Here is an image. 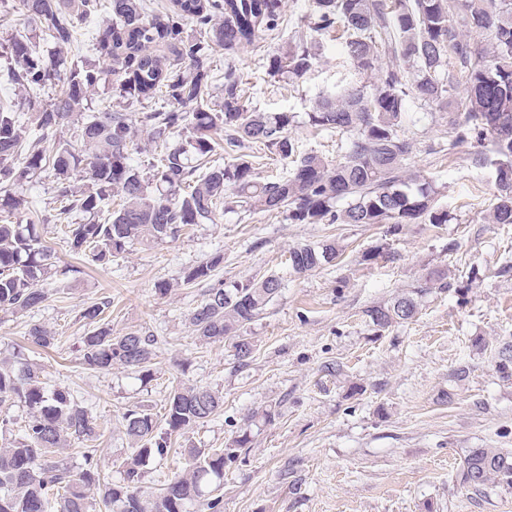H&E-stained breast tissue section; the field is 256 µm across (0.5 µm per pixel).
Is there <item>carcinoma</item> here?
Masks as SVG:
<instances>
[{
  "label": "carcinoma",
  "instance_id": "carcinoma-1",
  "mask_svg": "<svg viewBox=\"0 0 512 512\" xmlns=\"http://www.w3.org/2000/svg\"><path fill=\"white\" fill-rule=\"evenodd\" d=\"M112 24L96 31V57L73 61L64 48L95 16L97 0H18L20 9L44 34L33 29L11 34L0 46L13 62L6 84L16 91L0 106V213L28 209L14 189L41 172L53 177L55 207L33 210L25 224L0 220V311L22 315L42 304L39 282L53 275L52 251L42 224H66L69 249L104 266L135 243L177 238L184 227L213 221L217 209L233 202L260 211H282L296 224H413L426 217L448 223V210L435 207L433 180L404 177L412 144L401 135L410 98L448 110V150L489 139L496 159L477 156L495 167L497 203L491 224H512V0H312L307 33L280 44L269 56L268 74L294 80L318 60V36L341 25L350 82L324 94L307 113L308 124L346 137V154L333 164L307 152L296 155L289 133L295 115L250 112L241 82L229 67L213 79L211 54L254 44L278 30L283 0H175V9L145 18V0H109ZM490 37L482 44L462 29ZM121 75L115 88L128 104H155L133 119L108 105L89 111L95 88ZM464 86V95L452 91ZM59 87L56 98L40 92ZM36 137L23 146V129ZM149 130L155 150L149 174L133 163L143 153L138 127ZM73 128L74 139H58L46 153L41 143ZM223 134L232 161L209 164ZM186 134L171 144L169 137ZM262 145L293 167L276 180L255 172L254 146ZM122 199L110 210L113 196ZM345 201L341 208L339 201ZM81 215L71 222L72 214ZM341 246L327 239L289 251L291 270L304 275L336 260ZM223 261L217 253L183 271L186 285L204 282ZM283 288L269 275L258 281L218 280L189 314L195 337L210 343L233 340L238 364H247L254 345L243 335ZM418 286L366 310L377 329L407 323L419 313ZM111 301L87 307L81 317L93 325L82 337L81 364L108 371L122 365L148 373L157 356V339L137 331L112 335L103 322ZM43 348L57 336L41 326L29 330ZM16 398L29 410L20 439L0 448V512H90L99 500L112 512H222L224 466L251 443L244 432L229 448H186L188 468L145 496L140 483L150 459L167 450L168 439L212 417L222 403L219 392L181 384L166 398V430L157 432L153 414L131 409L122 428L133 445L122 481L101 476L94 449L86 448L76 470L60 457L71 443L99 434L97 418L69 393L46 389L42 369L17 350L0 360V402ZM475 491L488 486L512 489V448H473L456 474Z\"/></svg>",
  "mask_w": 512,
  "mask_h": 512
}]
</instances>
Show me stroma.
<instances>
[{
    "label": "stroma",
    "instance_id": "stroma-1",
    "mask_svg": "<svg viewBox=\"0 0 512 512\" xmlns=\"http://www.w3.org/2000/svg\"><path fill=\"white\" fill-rule=\"evenodd\" d=\"M277 38L234 51L216 50L212 69L235 68L254 112H290L300 150L342 160L346 139L306 122L319 93L344 85L349 67L337 34L321 36L318 65L295 84L268 75L278 40L303 27L312 0H284ZM404 134L413 143L408 172L433 178L448 221L388 224H295L286 213L233 206L213 223L187 226L176 240L134 244L106 266L73 255L60 224L42 226L55 251L57 275L44 281L47 300L20 317L0 318V357L25 347L49 389H62L96 416L92 446L105 477L119 481L132 453L120 425L128 409L161 415L179 383L218 390L220 409L208 421L172 436L150 460L141 489L151 492L183 471L185 449L222 448L243 430L252 443L224 468V512H512V489L478 494L456 479L473 448H512V380L498 371L512 345V224H491L495 170L477 165L475 141L445 152L448 127L424 102L407 103ZM336 239L330 265L297 277L288 252ZM227 282L274 274L284 286L246 327L255 351L239 366L231 341L201 343L190 312L207 283L184 285V270L214 253ZM450 271L445 288L427 286ZM173 282L159 294L158 282ZM427 286L412 321L378 330L369 307L404 290ZM110 297L104 319L116 336L141 330L158 339L150 376L113 366L85 369L83 308ZM55 332L44 350L29 344L32 326ZM274 416L265 421L264 409Z\"/></svg>",
    "mask_w": 512,
    "mask_h": 512
}]
</instances>
